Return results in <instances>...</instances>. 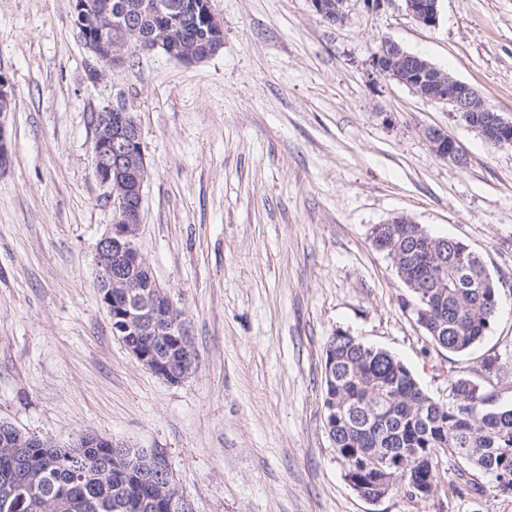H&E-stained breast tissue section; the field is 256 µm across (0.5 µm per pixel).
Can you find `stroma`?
<instances>
[{
	"instance_id": "stroma-1",
	"label": "stroma",
	"mask_w": 512,
	"mask_h": 512,
	"mask_svg": "<svg viewBox=\"0 0 512 512\" xmlns=\"http://www.w3.org/2000/svg\"><path fill=\"white\" fill-rule=\"evenodd\" d=\"M224 46L185 65L161 52L92 61L72 0H0V71L15 88L0 172V421L70 445L85 432L157 448L195 512H512V494L452 457L424 500H364L323 426V361L343 330L386 349L432 398L512 360V147L375 74L382 40L476 89L512 118V0H212ZM124 105L149 175L138 246L182 311L196 359L181 382L112 333L95 282L112 211L94 175L93 112ZM466 154L438 157L428 128ZM405 215L461 240L499 279L484 340L434 347L371 229ZM348 0H310L314 11L329 23L339 24L345 18ZM408 13L420 24L426 27H436L439 24L440 0H404Z\"/></svg>"
}]
</instances>
